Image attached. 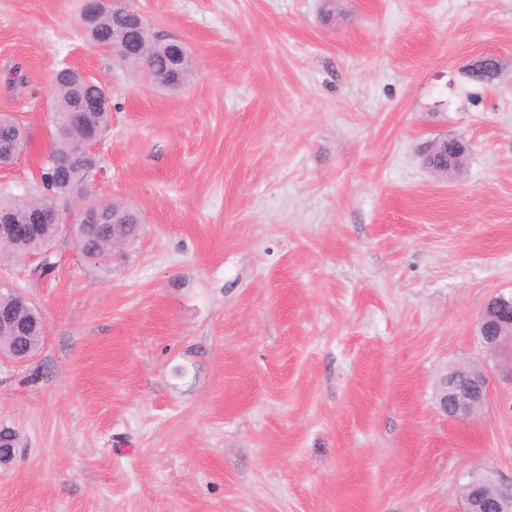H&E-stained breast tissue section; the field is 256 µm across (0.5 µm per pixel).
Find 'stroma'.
<instances>
[{
	"instance_id": "35a3bbf8",
	"label": "stroma",
	"mask_w": 512,
	"mask_h": 512,
	"mask_svg": "<svg viewBox=\"0 0 512 512\" xmlns=\"http://www.w3.org/2000/svg\"><path fill=\"white\" fill-rule=\"evenodd\" d=\"M134 3L191 51L185 89L90 46L78 0H0V113L30 139L0 192L39 196L68 66L111 96L93 197L145 220L108 262L0 263L47 325L0 358V512H463L471 477L512 486V350L475 328L512 296V0ZM446 135L471 143L453 180L423 163ZM459 364L489 381L463 423L436 400Z\"/></svg>"
}]
</instances>
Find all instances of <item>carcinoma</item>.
<instances>
[{"label":"carcinoma","instance_id":"cac0c4a2","mask_svg":"<svg viewBox=\"0 0 512 512\" xmlns=\"http://www.w3.org/2000/svg\"><path fill=\"white\" fill-rule=\"evenodd\" d=\"M135 12L130 0L122 3L113 12L97 17L80 15L88 43L93 47H104L115 53L119 64L131 70L143 72L147 68L162 75L165 88L176 91L191 82L194 63L186 47L179 41L164 38L155 33L145 22L136 28L127 22L129 13ZM54 89L56 109L52 114L51 149L41 168L42 194L33 200H19L0 196V212H8L23 224L33 223V215L40 206H52L60 211L61 221L76 213L81 202L90 197L88 176L77 175L67 178L68 171L79 170L84 161L79 159L78 147L95 139L110 122L108 112H85L80 124L72 126L66 118L79 100L88 101L99 92L95 80L85 81L81 73L62 68L55 73ZM13 119L0 116V156L5 155L15 139ZM469 144L460 136L448 144L435 143L426 165L440 176L451 178L458 174L457 163H466ZM101 212L93 224H73L71 230L83 243L84 255L107 261L112 257L115 241L112 234L121 235L131 242L139 235L142 224L141 214L130 207L117 203H100ZM63 228L54 226L51 233L41 236L37 231L21 236L14 241L3 243L0 258L21 259L27 256L39 257L41 265L56 267L58 252L56 246L61 239ZM37 310L29 301H23L11 288L0 289V318L10 325L0 326V353L14 360L34 356L44 343V335L35 326Z\"/></svg>","mask_w":512,"mask_h":512}]
</instances>
